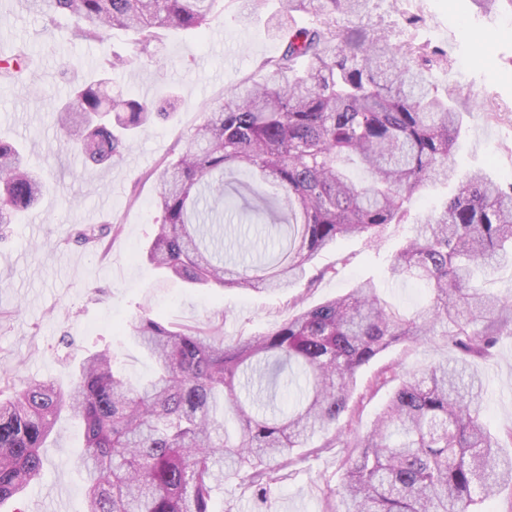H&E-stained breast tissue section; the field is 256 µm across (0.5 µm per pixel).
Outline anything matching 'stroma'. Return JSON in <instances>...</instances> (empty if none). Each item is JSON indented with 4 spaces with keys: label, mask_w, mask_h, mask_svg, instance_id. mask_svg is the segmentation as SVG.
Masks as SVG:
<instances>
[{
    "label": "stroma",
    "mask_w": 512,
    "mask_h": 512,
    "mask_svg": "<svg viewBox=\"0 0 512 512\" xmlns=\"http://www.w3.org/2000/svg\"><path fill=\"white\" fill-rule=\"evenodd\" d=\"M373 21L398 27L419 16L412 35L448 53L446 68L433 71L438 88L454 87L455 106L465 125L455 152L464 175L482 171L493 180L512 181V12H484L474 0H371ZM266 11L254 0H219L202 32L167 31L148 64L133 60V36L123 30L105 42L72 35L62 15L46 20L25 0H0V53H25L32 67L27 83L0 81V140L23 143L31 166L44 170L48 189L33 211L0 232V389L28 377L69 386L85 355L103 346L117 354L132 381L152 376L154 361L136 345L131 328L143 312L207 328L225 340L267 332L293 312L292 303L312 306L346 292L363 279L374 280L382 296L406 313L427 305L426 288L397 282L387 258L405 241L410 225L391 224L379 246L360 236L338 239L316 257L315 268L335 267L314 285L277 293L199 288L168 278L146 258V248L162 214L154 205V178L183 146L206 112L223 102L257 63L278 55L279 39L266 28ZM129 64L112 70L109 91L151 102L176 95L172 117L157 118L142 131L123 159L93 166L69 151L52 108L69 96L70 73L91 77L110 51ZM83 224L120 225L104 246L71 241ZM440 337L399 343L356 374L355 413L343 416L345 438L363 432L381 412L390 386L375 387L382 368L417 371L453 357ZM472 367L483 380L481 419L491 434L512 431V335L502 337L493 356ZM315 437L305 458L280 472L267 498L234 484L214 492L217 512H328L346 456ZM83 432L78 419L62 413L48 438L43 469L25 495L0 505V512H80L85 482L76 468Z\"/></svg>",
    "instance_id": "obj_1"
}]
</instances>
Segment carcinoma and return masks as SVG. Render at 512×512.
<instances>
[{
	"label": "carcinoma",
	"mask_w": 512,
	"mask_h": 512,
	"mask_svg": "<svg viewBox=\"0 0 512 512\" xmlns=\"http://www.w3.org/2000/svg\"><path fill=\"white\" fill-rule=\"evenodd\" d=\"M41 14L73 18L74 34L102 42L134 35L135 59L156 56L164 30L204 28L218 0H27ZM370 0H276L266 18L284 42L185 135L157 176L162 214L147 259L168 276L205 288L257 292L308 284L315 256L339 238L367 235L376 247L388 224H404L424 190L455 178L452 151L463 128L454 96L430 79L447 53L371 18ZM0 59V78L22 73ZM153 104L114 99L106 79L74 88L57 112L68 148L91 162H118ZM248 170L245 209L288 230L270 263L228 265L207 241L204 203L224 207L226 175ZM271 182V199L262 185ZM45 189L18 147L0 141V227L14 223ZM86 224L75 242L97 244ZM512 265V182L479 173L457 180L440 208L419 217L389 259L391 276L423 284L429 304L393 309L370 280L302 307L260 336L224 341L214 328L165 322L149 312L133 338L154 360L134 386L105 348L90 354L67 388L17 379L0 400V503L43 467L40 448L65 410L80 417L77 467L89 487L86 512H215L213 492L235 482L265 494L281 464L355 409L358 370L393 345L440 335L459 352L406 376L343 462L332 512H478L495 489L512 487V450L485 428L483 382L468 358L489 357L512 332V302L474 287L475 275ZM295 374L284 415L266 407L279 376Z\"/></svg>",
	"instance_id": "carcinoma-1"
}]
</instances>
